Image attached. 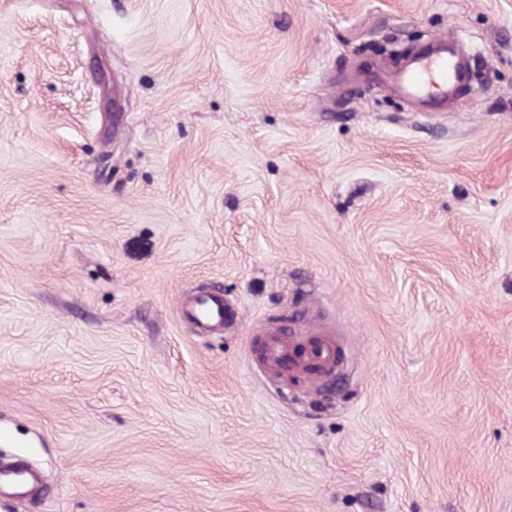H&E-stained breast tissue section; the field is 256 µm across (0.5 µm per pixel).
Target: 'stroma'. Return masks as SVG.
<instances>
[{
    "label": "stroma",
    "mask_w": 512,
    "mask_h": 512,
    "mask_svg": "<svg viewBox=\"0 0 512 512\" xmlns=\"http://www.w3.org/2000/svg\"><path fill=\"white\" fill-rule=\"evenodd\" d=\"M438 35L450 108L371 79ZM0 459V512H512V0H0ZM189 317L205 329H218L224 324V301L212 294L197 296L187 310ZM262 365L267 370L290 377L309 376L317 380L338 366L339 350L331 334L310 331L303 339L291 338L287 331L277 329L266 333ZM32 473L13 467L0 469V496H8L16 500L29 498L31 484L35 481Z\"/></svg>",
    "instance_id": "stroma-1"
}]
</instances>
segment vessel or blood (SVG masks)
Instances as JSON below:
<instances>
[{
    "mask_svg": "<svg viewBox=\"0 0 512 512\" xmlns=\"http://www.w3.org/2000/svg\"><path fill=\"white\" fill-rule=\"evenodd\" d=\"M469 78L468 58L463 49L448 43L446 38L437 37L429 48L417 52L400 68L387 74L384 81L405 97L433 101L453 96ZM188 315L202 328H220L225 318L224 302L212 294L197 296ZM338 363V346L325 332L313 331L303 339L290 337L288 332L276 329L266 334L262 365L267 370L290 377L304 375L315 380ZM34 480V475L27 471L1 468L0 496L26 499Z\"/></svg>",
    "mask_w": 512,
    "mask_h": 512,
    "instance_id": "vessel-or-blood-1",
    "label": "vessel or blood"
}]
</instances>
